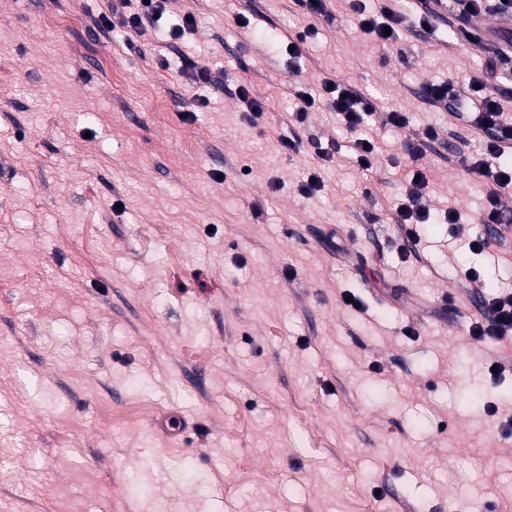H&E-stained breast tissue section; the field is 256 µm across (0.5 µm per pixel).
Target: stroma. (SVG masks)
Returning a JSON list of instances; mask_svg holds the SVG:
<instances>
[{
  "label": "stroma",
  "instance_id": "1",
  "mask_svg": "<svg viewBox=\"0 0 512 512\" xmlns=\"http://www.w3.org/2000/svg\"><path fill=\"white\" fill-rule=\"evenodd\" d=\"M112 3L0 0V512H512V435L483 411L512 413V339L468 333L483 292L512 290V235L483 255L444 224L402 239L404 132L378 130L370 172L325 108L305 133L333 162L278 142L296 83L380 92L438 129L430 208L489 234L487 187L454 161L480 141L423 93L480 49L442 23L384 60L331 0L291 61L236 17L288 38L294 0H170L164 26L201 27L177 40L100 31ZM234 94L237 99L247 105V112L244 113V119L252 124H257L260 118L266 114L263 103L251 96V85L242 81L235 88Z\"/></svg>",
  "mask_w": 512,
  "mask_h": 512
}]
</instances>
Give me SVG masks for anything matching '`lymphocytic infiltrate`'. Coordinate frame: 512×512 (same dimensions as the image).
Returning <instances> with one entry per match:
<instances>
[{
  "label": "lymphocytic infiltrate",
  "instance_id": "f902f5d3",
  "mask_svg": "<svg viewBox=\"0 0 512 512\" xmlns=\"http://www.w3.org/2000/svg\"><path fill=\"white\" fill-rule=\"evenodd\" d=\"M431 2L416 0L413 8L408 10L402 7L400 0H382L379 9L373 11L368 9L365 0H344L356 31L382 51L398 43L406 24L431 29L438 17ZM166 3L167 0H139L137 11H118L111 17L101 16L97 25L107 30L117 25L133 29L147 23L156 26L166 12ZM450 9L448 32L457 42L480 44L482 37L474 25L487 13L512 21V0H451ZM511 57L512 29L501 33L496 48L487 52L471 74L431 82L424 89V96L430 103L444 107L450 115L463 120L470 131L481 134L480 150L475 153L457 152L456 162L469 177L491 185L481 215L485 224L502 225L507 221L499 192L512 188V165L502 161L504 155L512 153V116L505 111L506 103H512V77L503 72L502 64ZM291 95L295 101L294 122L289 133L279 138L281 149L290 153L305 148L313 151L321 162H332L334 149L323 147L317 139H306L300 134L309 113L322 106L335 112L340 124L352 134L351 160L368 171L373 170L382 155L379 142L366 132L368 122L376 117L383 126L407 130L403 150L415 167L409 170L402 182V194L392 210V219L407 239L418 241L419 225L429 223L432 215L423 202L429 179L417 163L423 159L427 147L437 141V129L427 126L410 131L406 112L381 110L380 95L351 82L341 83L326 78L321 82L320 93H312L306 86H296ZM468 332L473 337L495 341L512 336V293L501 291L484 295L481 317L471 322Z\"/></svg>",
  "mask_w": 512,
  "mask_h": 512
}]
</instances>
